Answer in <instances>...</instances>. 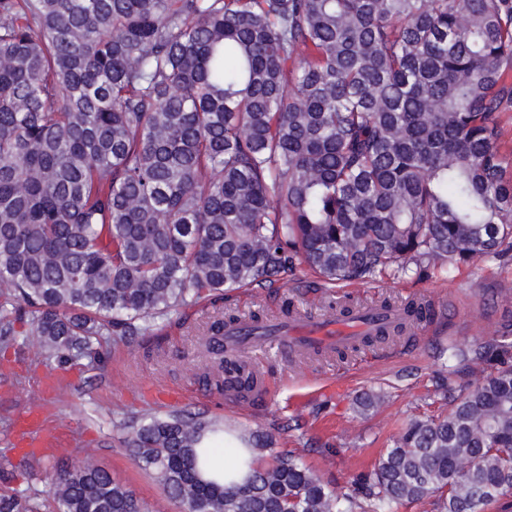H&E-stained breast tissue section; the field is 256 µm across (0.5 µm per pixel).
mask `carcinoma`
Instances as JSON below:
<instances>
[{
	"label": "carcinoma",
	"mask_w": 512,
	"mask_h": 512,
	"mask_svg": "<svg viewBox=\"0 0 512 512\" xmlns=\"http://www.w3.org/2000/svg\"><path fill=\"white\" fill-rule=\"evenodd\" d=\"M512 0H0V342L59 367L152 335L206 298L431 279L512 260ZM224 322L203 380L224 394ZM509 326L438 378L360 491L338 495L258 434L242 484L224 425L127 426L186 512H485L512 494ZM470 466L462 470L460 460ZM0 491V512H146L88 462Z\"/></svg>",
	"instance_id": "carcinoma-1"
}]
</instances>
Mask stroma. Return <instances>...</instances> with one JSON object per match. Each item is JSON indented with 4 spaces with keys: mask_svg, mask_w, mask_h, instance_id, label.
<instances>
[{
    "mask_svg": "<svg viewBox=\"0 0 512 512\" xmlns=\"http://www.w3.org/2000/svg\"><path fill=\"white\" fill-rule=\"evenodd\" d=\"M331 295L350 297L357 307L385 299L400 307L422 298L434 304L436 316L404 336L395 350L383 344L356 355L295 363L276 349L258 352L269 388L250 401L231 392L216 395L199 380L198 354L216 318L278 316L290 306L319 314ZM510 318L512 273L496 274L481 259L427 281L332 287L300 268L273 287L242 288L225 293L222 302L187 308L181 322L157 327L161 347L137 339L109 343L96 369H56L32 344L0 349V450L19 471L37 474L62 461L92 459L148 512H185L129 455L123 427L148 413H202L247 434L272 435L275 450L295 451L331 489L351 494L356 474L375 463L412 417L439 413L432 391L448 348L480 342ZM366 393L383 395V403L361 411L357 400ZM29 415L53 441L47 453L21 448L22 421Z\"/></svg>",
    "mask_w": 512,
    "mask_h": 512,
    "instance_id": "35a3bbf8",
    "label": "stroma"
}]
</instances>
